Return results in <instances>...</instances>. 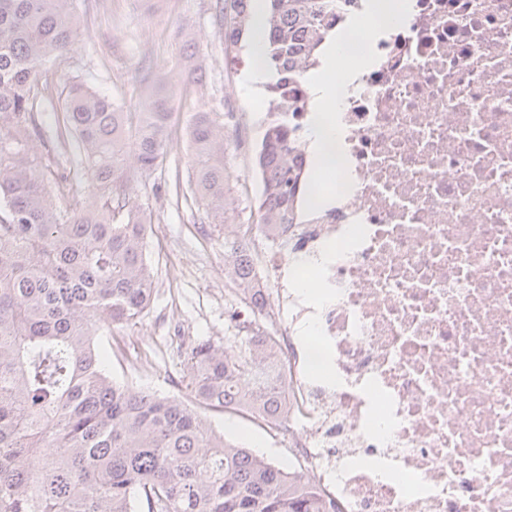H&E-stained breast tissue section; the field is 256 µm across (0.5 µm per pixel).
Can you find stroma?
Segmentation results:
<instances>
[{"instance_id":"stroma-1","label":"stroma","mask_w":512,"mask_h":512,"mask_svg":"<svg viewBox=\"0 0 512 512\" xmlns=\"http://www.w3.org/2000/svg\"><path fill=\"white\" fill-rule=\"evenodd\" d=\"M81 36L76 49L53 70L57 81L78 78L93 90L113 98L124 111H136L141 95L140 65L151 58L158 65L173 60L179 47L177 26L190 28L207 49L204 79L208 91L231 113L234 130L226 134V162L235 179L232 224L259 221L262 186L255 172L256 153L265 131L263 115L269 96L262 85L246 79V41L224 38L230 24L225 0H166L161 10H133L128 0H78ZM173 172L135 177V200L153 214L147 237L155 290L140 322L97 336L108 356L113 378L162 396L189 400L182 381L186 351L202 339L223 343L235 335L230 318L239 305L224 273V234L209 224L192 203L175 204L162 184ZM213 426L245 442L275 464L288 461L287 437L269 432L242 414L212 411Z\"/></svg>"}]
</instances>
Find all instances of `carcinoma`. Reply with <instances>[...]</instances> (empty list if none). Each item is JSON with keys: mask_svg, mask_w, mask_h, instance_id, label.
<instances>
[{"mask_svg": "<svg viewBox=\"0 0 512 512\" xmlns=\"http://www.w3.org/2000/svg\"><path fill=\"white\" fill-rule=\"evenodd\" d=\"M252 0H229L238 43ZM333 0H268L266 90L308 112L305 74L336 35ZM76 0H0V512H336L309 472H290L217 433L182 401L112 381L95 345L102 325H136L154 294L146 254L152 212L131 175L172 163L174 84L145 58L138 111L68 79L54 113L59 155L40 141L55 87L48 65L79 40ZM173 68L197 98L189 119V188L224 230L227 273L250 309L241 335L186 353V389L200 407L288 420L278 344L251 310L254 230L294 223L309 181L285 123H270L256 157L257 224H226L232 173L224 113L203 80L205 52L181 29ZM88 183L89 195L76 186Z\"/></svg>", "mask_w": 512, "mask_h": 512, "instance_id": "carcinoma-1", "label": "carcinoma"}]
</instances>
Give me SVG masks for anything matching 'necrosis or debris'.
Returning <instances> with one entry per match:
<instances>
[{"label":"necrosis or debris","mask_w":512,"mask_h":512,"mask_svg":"<svg viewBox=\"0 0 512 512\" xmlns=\"http://www.w3.org/2000/svg\"><path fill=\"white\" fill-rule=\"evenodd\" d=\"M272 241L288 466L338 512H512V0H412Z\"/></svg>","instance_id":"4bbe7bcc"}]
</instances>
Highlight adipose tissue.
<instances>
[{"mask_svg": "<svg viewBox=\"0 0 512 512\" xmlns=\"http://www.w3.org/2000/svg\"><path fill=\"white\" fill-rule=\"evenodd\" d=\"M409 0H365L362 18L355 29L360 41H371L379 23L387 21L410 10ZM338 43H330L324 50L322 67L311 76L310 85L313 101L310 108L311 148L314 167L334 162L336 159V139L334 132L337 114L341 110V102L336 89L344 85L347 77L344 74H333L332 68L336 61Z\"/></svg>", "mask_w": 512, "mask_h": 512, "instance_id": "obj_1", "label": "adipose tissue"}]
</instances>
